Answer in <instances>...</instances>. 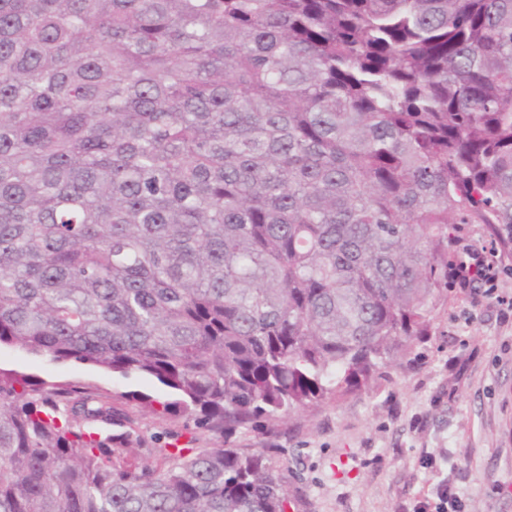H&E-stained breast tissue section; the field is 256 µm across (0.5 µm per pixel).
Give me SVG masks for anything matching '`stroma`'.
Segmentation results:
<instances>
[{"label":"stroma","instance_id":"35a3bbf8","mask_svg":"<svg viewBox=\"0 0 512 512\" xmlns=\"http://www.w3.org/2000/svg\"><path fill=\"white\" fill-rule=\"evenodd\" d=\"M497 299L454 287L425 335L408 338L369 386L237 432L239 448L269 449L288 490L287 512H397L452 485L467 512H512V259L496 271ZM0 368L165 398L154 380L0 347ZM135 448L170 442L185 417L132 407Z\"/></svg>","mask_w":512,"mask_h":512}]
</instances>
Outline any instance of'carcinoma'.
Returning a JSON list of instances; mask_svg holds the SVG:
<instances>
[{
    "mask_svg": "<svg viewBox=\"0 0 512 512\" xmlns=\"http://www.w3.org/2000/svg\"><path fill=\"white\" fill-rule=\"evenodd\" d=\"M458 224L512 258V0H0V346L224 440L0 369V512H285L230 438L423 335ZM0 368L36 372L58 380H80L98 384L112 391H138L160 399L167 398L165 389L150 378L136 374L121 377L96 367L74 363L54 364L47 359L35 358L15 347H0ZM130 411L141 427V437L139 439L133 438L129 445L131 448H155V446L160 444L168 443L171 441L172 435L185 432L184 426L186 423H188L191 431L196 432L199 439L193 448H212L217 443L211 439V436L206 431L196 429L193 422L185 417H165L161 414L142 410L135 405L132 406Z\"/></svg>",
    "mask_w": 512,
    "mask_h": 512,
    "instance_id": "carcinoma-1",
    "label": "carcinoma"
}]
</instances>
